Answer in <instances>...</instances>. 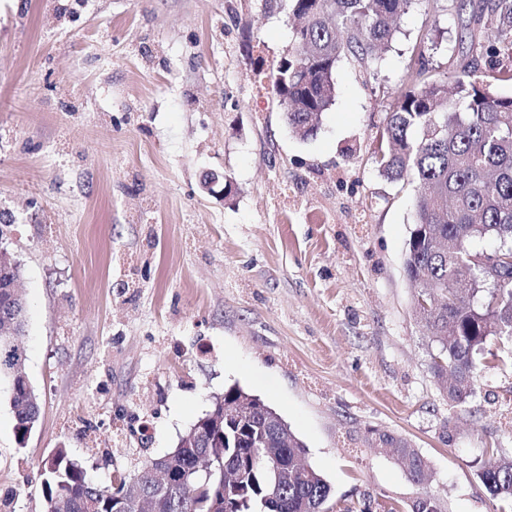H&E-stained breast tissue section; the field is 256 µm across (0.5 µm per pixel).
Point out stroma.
I'll use <instances>...</instances> for the list:
<instances>
[{
	"mask_svg": "<svg viewBox=\"0 0 512 512\" xmlns=\"http://www.w3.org/2000/svg\"><path fill=\"white\" fill-rule=\"evenodd\" d=\"M461 2L411 8L377 76L341 62L303 140L267 83L288 0H0V240L40 404L18 444L0 379V505L44 512L61 445L94 482L133 473L235 385L304 442L329 512H408L426 492L443 512H503L478 473L512 456V366L492 338L473 395L440 390L403 269L415 187L373 159L416 41L454 79ZM211 172L229 196L203 189ZM377 432L408 440L429 482Z\"/></svg>",
	"mask_w": 512,
	"mask_h": 512,
	"instance_id": "stroma-1",
	"label": "stroma"
}]
</instances>
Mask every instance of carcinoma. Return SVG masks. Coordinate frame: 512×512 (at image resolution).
I'll list each match as a JSON object with an SVG mask.
<instances>
[{
  "mask_svg": "<svg viewBox=\"0 0 512 512\" xmlns=\"http://www.w3.org/2000/svg\"><path fill=\"white\" fill-rule=\"evenodd\" d=\"M435 12L439 0H290L299 23L292 29L288 56L270 73L273 95L284 106L288 127L305 139L314 120L336 97V69L348 60L370 75L382 64L394 40L396 19L418 3ZM460 29L470 59L449 84L434 78L428 42L412 48L409 64L391 89L378 137L384 148L375 155L379 174L392 183L417 182L415 222L404 260L406 278L417 292H434L435 313L414 311L431 328L437 344L431 369L446 384L448 401L466 402L475 390L487 340L501 341L512 359V95L495 92L483 77L512 82V0H484ZM503 247L508 273L491 289L484 270L469 259L476 240ZM0 317L11 332L0 334V377L10 384L15 434L25 444L35 427L39 403L24 392L23 351L18 339L27 318L24 298L0 292ZM247 394L232 386L224 402H215L209 423L181 438V447L145 461L121 478L100 485L87 478L82 463L65 447L52 451L42 470L45 512H124V488L138 480L152 500V512H327L332 488L306 463L303 442L287 423H265L276 411L260 402L254 416L224 423L223 405ZM378 448H395L407 476L422 484L428 464L403 438L375 435ZM288 462V481L275 484L263 460L265 448ZM170 473L171 484L158 490L146 475L149 467ZM479 478L492 498L512 502V457L491 455ZM410 512H443L438 498H416Z\"/></svg>",
  "mask_w": 512,
  "mask_h": 512,
  "instance_id": "carcinoma-1",
  "label": "carcinoma"
}]
</instances>
